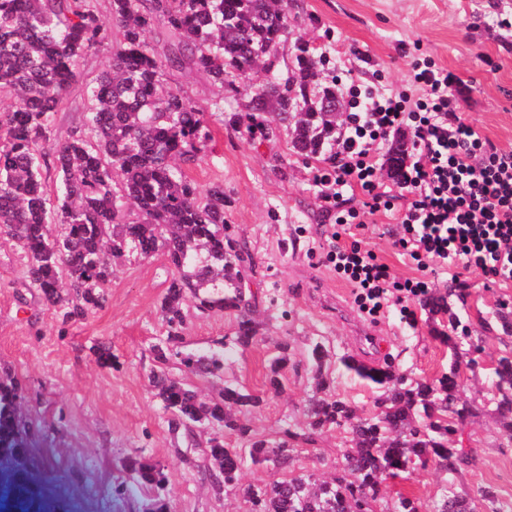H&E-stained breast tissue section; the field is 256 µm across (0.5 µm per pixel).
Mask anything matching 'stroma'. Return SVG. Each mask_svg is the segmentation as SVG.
Here are the masks:
<instances>
[{
	"mask_svg": "<svg viewBox=\"0 0 512 512\" xmlns=\"http://www.w3.org/2000/svg\"><path fill=\"white\" fill-rule=\"evenodd\" d=\"M509 14L512 0H293L278 69L287 72L292 45L301 37L324 53L322 79L349 70L369 84L380 71L383 88L391 91L401 87L410 64L401 45L420 44L425 56L463 80L465 117L496 146L512 150V30L498 25ZM120 38L113 29L109 43L80 60L54 115L53 142H64L80 125L88 105L86 88L108 68L112 45ZM264 79L261 70L232 74L219 87L190 68L167 75L169 85L198 103L224 97V119L210 121L213 140L188 174L201 188L224 187V219L250 258L246 273L258 324L254 343L240 348L234 344L235 315L191 311L182 351L226 350L224 368L197 376L174 359L167 371L206 399L218 397L228 383L259 396V406L240 412L252 435L287 442L293 473L319 481L341 467L348 435L334 428L314 443L301 439L306 430L302 406L314 375L310 343L322 342L328 350L336 395L369 411L373 389L347 373L341 357L368 365L389 358L408 375L433 379L448 370L450 351L437 334L451 326L447 316L430 315L422 305L413 328L394 311L375 322L360 315L350 288L324 262L331 221L312 183L323 158L294 153L286 133L266 135L273 115H258L262 129L254 134L242 122L247 91ZM26 262L16 244L0 247V376L14 378L21 387L35 484L52 512H250L248 489L270 485L282 471L248 463L235 483L217 484L207 471L206 442L213 429H172L171 414L150 381L156 367L152 349L167 339L160 312L166 289L163 258L123 262L105 290L103 307L66 325L25 281ZM450 292L464 295V304L453 310L471 331L461 347L474 366L462 371L461 395L479 403L493 383L486 365L503 348L499 339L483 337L479 320L500 307L512 311V283L488 288L481 277L467 273L455 284L436 277L432 296ZM362 328L379 337L378 351L360 347ZM283 344L293 361L283 372V391L275 393L268 374ZM101 345L108 357H99ZM462 430L472 462L456 479L458 491L474 512H489L481 497L486 490L499 504H512V440L486 414L467 419ZM137 457L160 465L161 487L134 483L129 464ZM447 481V472L430 465L388 478L374 512H390L398 493L416 498L422 512H433Z\"/></svg>",
	"mask_w": 512,
	"mask_h": 512,
	"instance_id": "obj_1",
	"label": "stroma"
}]
</instances>
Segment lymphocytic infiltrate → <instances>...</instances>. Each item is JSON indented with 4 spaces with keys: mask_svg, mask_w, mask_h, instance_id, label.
<instances>
[{
    "mask_svg": "<svg viewBox=\"0 0 512 512\" xmlns=\"http://www.w3.org/2000/svg\"><path fill=\"white\" fill-rule=\"evenodd\" d=\"M408 78L409 88L389 94L350 76L337 79L351 110L334 162L316 167L313 184L333 220L326 263L351 288L359 311L375 320L394 308L413 327L435 275L512 281V150L462 117L453 71L415 61ZM399 133L409 135L413 152L389 188L382 149ZM379 216L395 220L393 245L415 275H398L366 247Z\"/></svg>",
    "mask_w": 512,
    "mask_h": 512,
    "instance_id": "1",
    "label": "lymphocytic infiltrate"
}]
</instances>
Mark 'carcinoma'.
I'll return each mask as SVG.
<instances>
[{
  "label": "carcinoma",
  "mask_w": 512,
  "mask_h": 512,
  "mask_svg": "<svg viewBox=\"0 0 512 512\" xmlns=\"http://www.w3.org/2000/svg\"><path fill=\"white\" fill-rule=\"evenodd\" d=\"M96 0H0V226L4 236L26 253V277L62 322L76 321L105 301L103 288L116 267L136 256L166 257V291L161 303L169 347L155 349L164 365L182 343L186 298L201 313L237 315L235 344L247 347L258 329L246 298L245 251L224 234V186L201 193L186 168L201 159L211 133L205 115H224V98L201 106L173 89L166 72L189 65L217 83L232 70L246 73L261 65L263 84L249 94L246 119L274 112L285 126L295 153L332 156L336 123L320 111L321 101L336 97V81L318 84L323 56L297 38L291 72L294 82L275 69L278 47L288 28L291 0H111L112 25L122 40L112 48L109 69L88 89L83 127L60 144L50 142L52 119L75 79L79 60L109 40ZM165 27L169 45L158 54L146 40L155 25ZM59 180L55 191L43 178L47 158ZM68 282L72 294L61 293ZM448 373L415 379L386 361L372 366L341 358L346 371L379 392L367 414L331 393L325 373L328 351L313 344L308 358L316 386L304 405L305 440L326 428L345 429L349 448L342 471L313 490L302 475H290L267 488L252 489L249 501L266 496L268 512H352L358 491L372 502L383 482L433 462L453 475L469 454L448 438V419L465 420L473 406L455 396L462 352L453 348ZM291 361L288 346L271 363L268 383L283 389L281 371ZM180 363L195 375L224 369V354L189 352ZM494 389L487 405L501 428L512 434V350L498 357ZM152 383L174 427L218 422L241 436L247 424L233 413L260 399L228 383L216 399L201 401L195 391L164 370ZM18 388L0 385V466H15L25 454L15 414ZM285 469L292 449L281 442L249 439L248 453L229 448L223 436L208 440V457L219 469L215 480L232 484L245 457ZM135 481L159 487L165 476L158 464L133 459ZM27 472L15 473L0 494V512H36ZM435 512H471L470 502L448 486Z\"/></svg>",
  "instance_id": "obj_1"
}]
</instances>
